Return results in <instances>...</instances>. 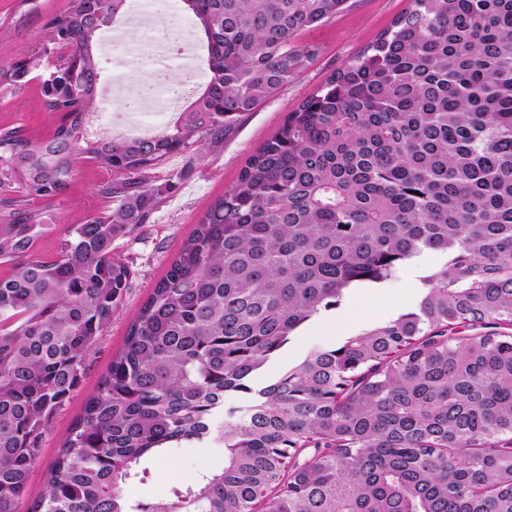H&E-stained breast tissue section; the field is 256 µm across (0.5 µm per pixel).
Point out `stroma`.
Masks as SVG:
<instances>
[{
	"label": "stroma",
	"mask_w": 512,
	"mask_h": 512,
	"mask_svg": "<svg viewBox=\"0 0 512 512\" xmlns=\"http://www.w3.org/2000/svg\"><path fill=\"white\" fill-rule=\"evenodd\" d=\"M64 2L0 0V72L9 69L20 54L45 41L44 21L49 14L59 11ZM407 5L408 0H348L347 7L336 18L299 35V43L317 44L318 53L279 95L242 117L225 139L223 150L191 158L174 154L155 169L154 181L161 186L183 167H190L191 172L186 186L171 191L169 199L163 200L147 224L115 241L116 253L131 270L122 307L90 352L81 385L51 421L39 459L30 472L26 501L37 499L44 490L62 438L80 415L87 396L96 388L113 356L122 349L130 319L165 275L182 241L209 203L236 181L248 158L277 130L285 114L313 93L333 71L372 44ZM187 21L182 0H175L164 24L143 29L137 42L126 47L120 46L119 41L129 35V22L111 26L98 39L100 48L113 50L112 55L103 53L100 57L106 86L115 88L132 79L152 90L163 89L167 96H183L188 86L176 79L177 73L184 70L179 57L156 66L147 57L144 45L179 36ZM40 90L39 80L34 79L15 95L0 97V127L50 134L55 121L40 106ZM144 119L133 101L123 102L115 95L101 101L94 115L99 134L111 138L128 135ZM103 178V171L94 162H78L68 192L55 200L49 210L51 223L59 228L81 224L92 210L103 207V200L95 193ZM441 262V256L426 254L380 286L349 291L336 310L315 318L298 336L292 337L282 355L267 364L265 380H273L300 362L312 348L340 345L346 338L416 308L422 295V277ZM222 459L221 449L180 445L171 449L164 461L151 464L146 480H129L126 495L135 503L152 502L171 489L192 484L202 473L220 466Z\"/></svg>",
	"instance_id": "35a3bbf8"
}]
</instances>
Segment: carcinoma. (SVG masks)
<instances>
[{
  "label": "carcinoma",
  "mask_w": 512,
  "mask_h": 512,
  "mask_svg": "<svg viewBox=\"0 0 512 512\" xmlns=\"http://www.w3.org/2000/svg\"><path fill=\"white\" fill-rule=\"evenodd\" d=\"M206 80L158 136L88 134L97 36L128 0H67L47 24L46 137L0 131V512H17L51 417L81 383L130 269L112 244L150 221L169 155L224 146L318 47L347 0H184ZM6 91L28 82L14 61ZM114 203L53 230L79 159ZM415 311L312 350L256 388L292 336L423 253ZM490 323L500 331L456 336ZM512 0H409L287 113L214 199L131 319L26 512H512ZM234 393L243 405L224 409ZM184 442L223 449L193 484L133 503L127 481Z\"/></svg>",
  "instance_id": "cac0c4a2"
}]
</instances>
